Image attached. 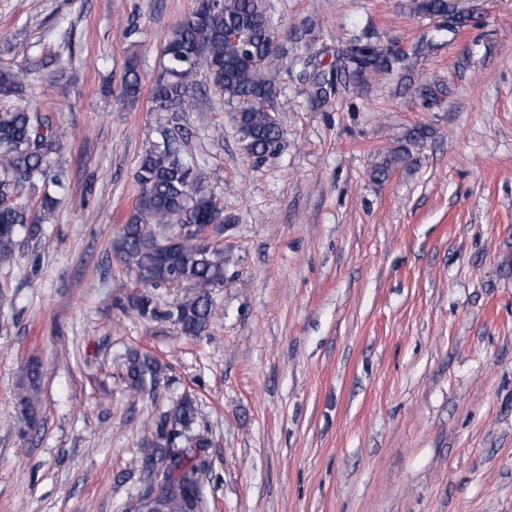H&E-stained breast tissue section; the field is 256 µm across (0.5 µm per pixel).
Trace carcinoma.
Here are the masks:
<instances>
[{"label": "carcinoma", "instance_id": "obj_1", "mask_svg": "<svg viewBox=\"0 0 512 512\" xmlns=\"http://www.w3.org/2000/svg\"><path fill=\"white\" fill-rule=\"evenodd\" d=\"M414 13L438 22L450 32L464 26V16L451 0H412ZM274 29L265 0H199L171 31L162 52L167 65L155 82L150 101L155 112H168L173 127L143 155L136 171L140 186L134 210L120 227L124 258L153 287L177 284L187 288L174 307L161 314L146 293L132 297V306L143 316L170 318L186 336L204 335L221 312L213 299L224 286V253L206 244L205 225L224 223V210L204 184L196 165L182 152L180 113L196 106L190 77L202 71L224 94L236 112V123L246 152L256 160L276 150L283 132L269 105L279 91L268 69L276 57L271 49ZM406 59L390 55L370 43H357L346 57L353 80L370 73L404 67ZM32 71L0 68V96H24ZM141 77L136 64L127 62L123 96L139 97ZM66 137L63 126L37 110L13 108L0 112V263L14 259L20 242L43 232L41 213L56 200L42 197L39 207L23 200L26 191L48 180L62 185L63 173L56 157ZM392 152L375 167L382 181L399 164ZM126 378L136 392H151L164 369L148 354L133 351L125 364ZM39 366L25 368L26 383L18 394L23 420L31 428L39 421L35 391ZM197 408L184 396L145 426L152 434L132 465L141 486L131 512H204L203 480L209 471L204 458L208 439L194 430Z\"/></svg>", "mask_w": 512, "mask_h": 512}]
</instances>
